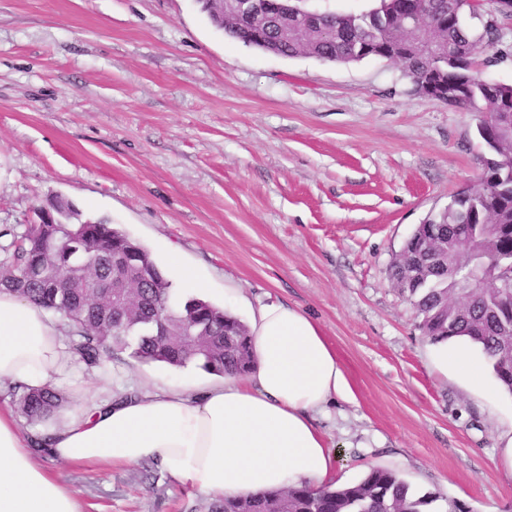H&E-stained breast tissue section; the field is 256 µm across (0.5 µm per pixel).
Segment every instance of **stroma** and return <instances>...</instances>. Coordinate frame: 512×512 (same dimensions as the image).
<instances>
[{
    "mask_svg": "<svg viewBox=\"0 0 512 512\" xmlns=\"http://www.w3.org/2000/svg\"><path fill=\"white\" fill-rule=\"evenodd\" d=\"M483 80L512 84V17ZM478 116L417 93L397 64L277 56L228 39L199 0H0V246L58 198L170 249L223 304L304 311L354 394L320 418L339 479L400 473L470 512H512L499 450L512 394L439 372L389 270L405 240L473 187ZM123 383L210 374L119 354ZM82 512H207L211 496L154 462L38 456Z\"/></svg>",
    "mask_w": 512,
    "mask_h": 512,
    "instance_id": "1",
    "label": "stroma"
}]
</instances>
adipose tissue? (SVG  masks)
I'll return each instance as SVG.
<instances>
[{
  "label": "adipose tissue",
  "instance_id": "adipose-tissue-1",
  "mask_svg": "<svg viewBox=\"0 0 512 512\" xmlns=\"http://www.w3.org/2000/svg\"><path fill=\"white\" fill-rule=\"evenodd\" d=\"M253 362L197 389L161 380L23 430L0 411V512H82L69 489L35 460L130 466L154 461L174 480L206 494L250 498L307 485L336 487V452L317 425L329 403L348 401L345 372L320 328L299 308L260 305L249 317ZM474 345L438 343L440 370L481 383ZM71 356L44 309L0 291V384L59 386Z\"/></svg>",
  "mask_w": 512,
  "mask_h": 512
}]
</instances>
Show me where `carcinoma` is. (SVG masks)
Returning a JSON list of instances; mask_svg holds the SVG:
<instances>
[{"mask_svg":"<svg viewBox=\"0 0 512 512\" xmlns=\"http://www.w3.org/2000/svg\"><path fill=\"white\" fill-rule=\"evenodd\" d=\"M477 14L471 0H379L358 15L332 14L307 28L273 23L265 39L285 57L309 56L353 63L380 56L399 65L415 90L435 73L443 82L459 85L460 98L448 105L474 112L499 114L500 124L477 130L485 153L479 183L448 206L431 212L441 228L434 250L442 265L427 261L393 265L389 278L411 302L422 335L432 342L466 336L480 347L495 377L512 393V267L485 272L484 282L472 288L463 268L486 266L491 251L512 255V84L487 86L477 75L482 48L497 41L496 24L485 21L477 31L463 23L465 13ZM211 22L224 34L248 45L254 28L247 22ZM466 214L474 225L461 237L455 224ZM128 234L107 220H85L62 226L27 225L12 258L0 262V289L18 294L67 320L69 350L89 369L106 371L117 355L172 367L196 363L209 374H245L252 348L247 326L210 302L189 297L170 302L172 284L149 251L137 244L143 278L128 273L129 309L121 320L112 318L111 299L89 288V281L112 272L101 258L112 259L126 245ZM14 402L32 420H44L60 408L65 397L51 389L16 386ZM209 512H470L455 499L433 493L416 495L397 472L380 467L344 487L313 489L295 486L270 491L249 500L219 498Z\"/></svg>","mask_w":512,"mask_h":512,"instance_id":"obj_1","label":"carcinoma"}]
</instances>
